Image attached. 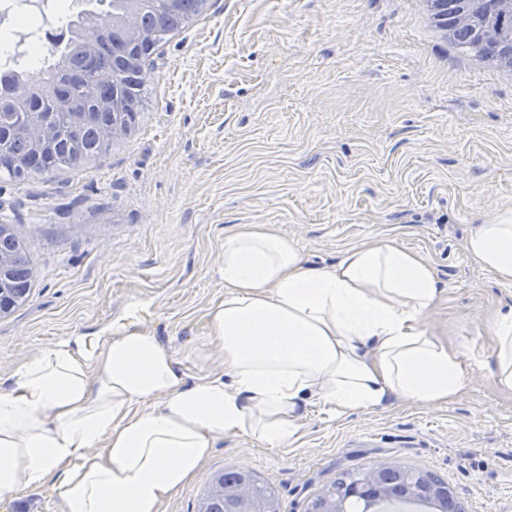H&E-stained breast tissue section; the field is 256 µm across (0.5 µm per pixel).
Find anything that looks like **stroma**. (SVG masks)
I'll list each match as a JSON object with an SVG mask.
<instances>
[{
	"instance_id": "35a3bbf8",
	"label": "stroma",
	"mask_w": 512,
	"mask_h": 512,
	"mask_svg": "<svg viewBox=\"0 0 512 512\" xmlns=\"http://www.w3.org/2000/svg\"><path fill=\"white\" fill-rule=\"evenodd\" d=\"M143 69L136 127L104 157L0 179V220L34 268L28 300L0 315V381L133 305L188 377L219 368L207 312L237 225H272L314 266L395 238L445 290L422 322L459 352L464 388L429 406L311 410L285 450L217 437L162 512H195L227 467L306 512L343 472L380 463L436 473L464 512H512V392L491 376L489 331L512 284L465 248L512 210V67L457 48L427 0H207Z\"/></svg>"
}]
</instances>
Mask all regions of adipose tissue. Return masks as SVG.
Here are the masks:
<instances>
[{"label":"adipose tissue","instance_id":"adipose-tissue-1","mask_svg":"<svg viewBox=\"0 0 512 512\" xmlns=\"http://www.w3.org/2000/svg\"><path fill=\"white\" fill-rule=\"evenodd\" d=\"M466 251L512 283V212L476 225ZM443 294L432 266L398 241L371 239L312 267L271 225H238L224 241V296L208 311L223 369L187 378L135 309L109 336L33 354L0 388V500L43 489L58 512H161L218 436L286 448L313 406L445 401L466 372L421 323ZM490 328L493 376L512 391V311Z\"/></svg>","mask_w":512,"mask_h":512}]
</instances>
